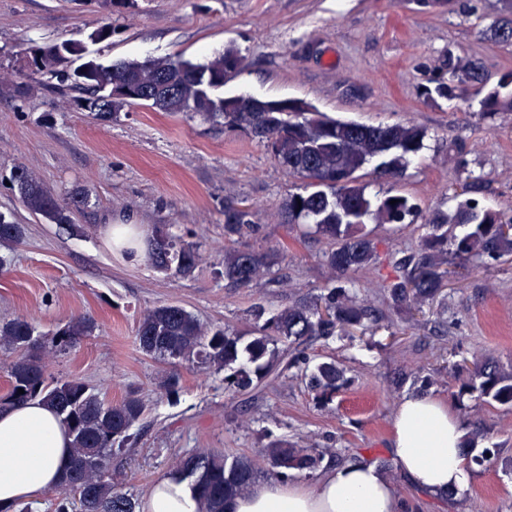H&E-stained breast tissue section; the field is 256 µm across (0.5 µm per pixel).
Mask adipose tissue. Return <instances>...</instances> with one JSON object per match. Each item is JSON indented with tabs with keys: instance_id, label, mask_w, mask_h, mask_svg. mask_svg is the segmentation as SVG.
<instances>
[{
	"instance_id": "obj_1",
	"label": "adipose tissue",
	"mask_w": 512,
	"mask_h": 512,
	"mask_svg": "<svg viewBox=\"0 0 512 512\" xmlns=\"http://www.w3.org/2000/svg\"><path fill=\"white\" fill-rule=\"evenodd\" d=\"M389 454L398 471L434 495L462 487L472 472L464 431L447 405L424 395L404 397L391 421ZM71 438L56 413L31 401L0 410V512L54 488L68 463ZM377 464L337 466L313 485L263 484L237 497L227 512H404ZM143 512H201L190 486L178 477L157 481Z\"/></svg>"
}]
</instances>
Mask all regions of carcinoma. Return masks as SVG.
<instances>
[{
	"label": "carcinoma",
	"mask_w": 512,
	"mask_h": 512,
	"mask_svg": "<svg viewBox=\"0 0 512 512\" xmlns=\"http://www.w3.org/2000/svg\"><path fill=\"white\" fill-rule=\"evenodd\" d=\"M498 14L489 26L491 37L512 43V0H499ZM42 68L80 58L84 46L68 40L54 45H37ZM244 57L230 46L205 63L180 57L122 61L104 66L87 61L68 75L90 104V112L107 118L124 107L139 103L160 112L190 114L227 129L242 130L263 143L273 158L289 173L303 180L300 191L288 197V223L307 224L312 233L326 238L330 247L325 262L342 276L356 274L378 258L377 242L364 231L370 222L401 224L421 215L410 197L394 194L371 195L358 172L373 161L385 172L396 175L411 157L423 149L426 132L401 123L363 124L326 116L305 101L299 112H275L277 100L222 97L215 94L234 76ZM482 81L481 66L448 55V81L435 87L443 96L453 89ZM132 82L148 94L140 99L111 97L112 87ZM512 111V71L502 74L496 86L480 100L482 115ZM14 186L22 206L48 224L71 225L67 203L53 195L31 172L17 169ZM472 185L463 183L455 193L453 210L436 211L424 219L431 228L415 251L393 262L395 275L383 282L393 311L408 313L419 305L434 302L446 286L444 259L451 253L464 262L512 256V217L488 209L467 196ZM397 203H391V200ZM224 237H240L257 229L258 209L244 201L224 198ZM449 225L465 228L461 235H448ZM23 228L0 217V242H16ZM149 264L160 271L191 275L198 252L185 241L155 227L147 254ZM277 264L274 252L234 249L224 252V281L231 288H251ZM257 323L250 339L222 325H205L191 312L174 303H163L145 311L138 321L139 349L159 359H177L205 370H229L227 389L245 393L254 381L276 380L296 369L304 373L307 387L319 397L336 392L343 370L336 361L309 366L305 340L330 337L336 331L367 327L377 321L374 310L360 303L356 294L343 287L325 288L311 302L285 306L271 315L259 305L252 308ZM91 319L78 316L57 326L43 337L34 336L33 324L24 316L0 324V347L18 352L10 367V388L0 405L38 400L62 419L72 438L71 455L59 483L56 512H71L69 495H78L80 512H140L137 497L112 485V448L128 440L129 430L143 415L142 401L129 396L112 404L84 382L72 377H49L42 362L46 350L64 351L90 335ZM290 341L276 351L277 339ZM24 393H18V389ZM463 389L479 392L502 406L512 407V372L494 363L475 368ZM320 458L285 439H274L260 459L239 457L232 462L222 454L189 455L179 460L178 473L190 482L202 512H226V504L247 493L260 467L276 477L312 473Z\"/></svg>",
	"instance_id": "obj_1"
}]
</instances>
